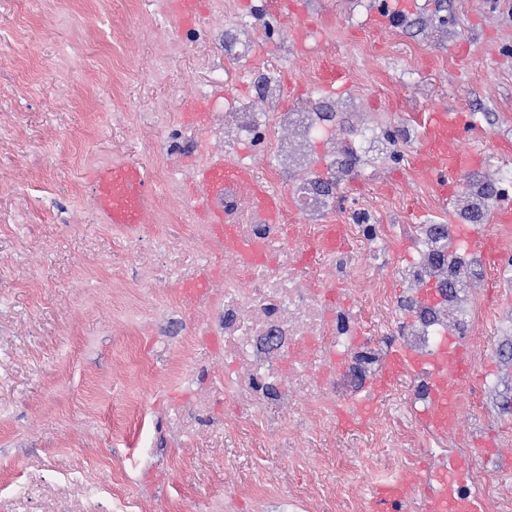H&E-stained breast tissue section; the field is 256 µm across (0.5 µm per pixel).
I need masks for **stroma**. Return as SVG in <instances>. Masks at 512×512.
Masks as SVG:
<instances>
[{
  "mask_svg": "<svg viewBox=\"0 0 512 512\" xmlns=\"http://www.w3.org/2000/svg\"><path fill=\"white\" fill-rule=\"evenodd\" d=\"M315 23L341 32L321 46L362 111L389 120L464 110L466 136L490 174L512 170V0H416L388 28L367 22L380 0H310ZM186 31L169 0H0V512H366L372 490L410 452L372 450L361 422L316 434L264 436L246 410L216 403L195 433L166 421L192 378L219 377L224 360L191 345L221 302L223 269L182 261L205 239L179 222L196 192L194 153L166 149L201 92L240 93L210 11ZM256 65L305 82L303 52L257 30ZM165 76L152 78L156 64ZM412 147L366 181L337 189L336 218L387 197L398 224L446 221L454 207L422 194ZM120 159L168 188L147 223H102L84 173ZM207 277L212 303L187 314L165 277ZM396 376L381 413L428 441L421 463L467 456L512 494V460L498 445L512 413L489 405L468 448L430 433ZM149 437L151 447L141 445Z\"/></svg>",
  "mask_w": 512,
  "mask_h": 512,
  "instance_id": "35a3bbf8",
  "label": "stroma"
}]
</instances>
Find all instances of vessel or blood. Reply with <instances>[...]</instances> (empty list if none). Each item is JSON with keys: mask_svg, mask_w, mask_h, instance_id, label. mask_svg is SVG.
I'll use <instances>...</instances> for the list:
<instances>
[{"mask_svg": "<svg viewBox=\"0 0 512 512\" xmlns=\"http://www.w3.org/2000/svg\"><path fill=\"white\" fill-rule=\"evenodd\" d=\"M428 126V143L423 159L435 176L440 191L444 192L455 172L477 162L472 153L462 154L457 150L461 136L472 128L473 122L466 115L442 109L430 113ZM86 181L104 223L128 226L143 223L153 196L151 177L143 166L113 162L93 167L87 171ZM195 181L199 187L195 206L211 224L223 221V215L214 207L213 201L223 194L228 185L245 188L254 206L263 213L274 214L280 205L278 192L255 181L250 166L243 163L217 162L197 169ZM469 466L468 460L454 459L426 467L427 478L451 480L464 492L463 508L458 511L450 506L441 490H433L425 501L426 512H479L477 499L466 491ZM407 484L406 477L399 475L379 485L370 499L371 512H401Z\"/></svg>", "mask_w": 512, "mask_h": 512, "instance_id": "1", "label": "vessel or blood"}]
</instances>
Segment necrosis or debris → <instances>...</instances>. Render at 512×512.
Wrapping results in <instances>:
<instances>
[{
	"mask_svg": "<svg viewBox=\"0 0 512 512\" xmlns=\"http://www.w3.org/2000/svg\"><path fill=\"white\" fill-rule=\"evenodd\" d=\"M258 15H237L224 26V53L238 58L251 94L199 100L214 115L213 126L198 134L201 142H220L207 150L203 165L236 161L243 144L258 150L256 180L279 190L281 205L274 219L254 206L243 205V191L226 188L215 202L224 214V233L198 225L212 248L209 261L226 269L224 299L218 319L196 333L198 342L214 346L228 361L223 377L202 382L191 405L174 410L169 425L175 434L199 427L213 397L248 407L261 430L275 435L279 419L264 417L268 402L287 407L288 418L303 433L320 429L342 407L353 404L382 371L403 363L412 383L415 406L426 408L440 392L450 399L446 429L461 434L463 419L484 407L491 381H456L447 367H435L434 357L447 358L464 348L470 362L483 359L485 325L495 321L499 334L512 333V312L495 301L512 287V224L498 225L493 239L498 262L488 265L462 244V233L477 219L487 218L490 185L512 182V173L495 181L471 173L457 196L452 223L428 221L404 226L392 223L385 199L365 209L349 224L335 221L336 199L322 184L339 186L368 178L375 164L379 125L356 122L359 94L336 106L335 118L320 111L323 88L319 77L304 86L310 102L298 112L277 68L251 64ZM322 143V170L309 162L314 141ZM313 234H306V227ZM332 233L336 247L318 249L316 234ZM413 253L397 277L387 273L388 257L401 247ZM251 255H244V248ZM400 289H393V282ZM365 296L378 319L367 323L340 299Z\"/></svg>",
	"mask_w": 512,
	"mask_h": 512,
	"instance_id": "4bbe7bcc",
	"label": "necrosis or debris"
}]
</instances>
